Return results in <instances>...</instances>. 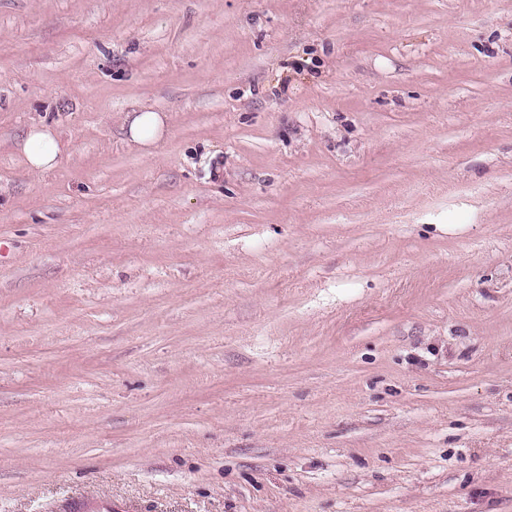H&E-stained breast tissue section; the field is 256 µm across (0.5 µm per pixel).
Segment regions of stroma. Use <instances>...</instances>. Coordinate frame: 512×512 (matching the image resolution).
I'll return each mask as SVG.
<instances>
[{
    "label": "stroma",
    "mask_w": 512,
    "mask_h": 512,
    "mask_svg": "<svg viewBox=\"0 0 512 512\" xmlns=\"http://www.w3.org/2000/svg\"><path fill=\"white\" fill-rule=\"evenodd\" d=\"M83 494L512 512V0H0V512ZM167 117L160 112H131L127 118L129 139L147 148L159 140L166 127ZM17 146L27 168L34 173H47L60 163L61 149L56 130L46 123L32 124Z\"/></svg>",
    "instance_id": "obj_1"
}]
</instances>
